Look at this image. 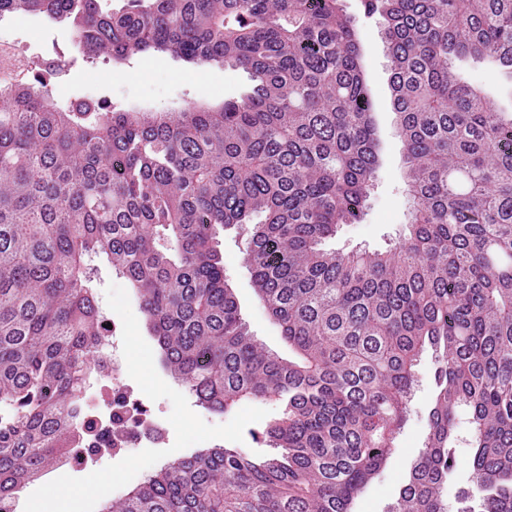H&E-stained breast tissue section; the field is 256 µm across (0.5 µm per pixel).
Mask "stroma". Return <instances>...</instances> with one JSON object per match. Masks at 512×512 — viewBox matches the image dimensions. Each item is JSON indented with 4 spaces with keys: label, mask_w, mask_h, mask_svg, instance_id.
Returning <instances> with one entry per match:
<instances>
[{
    "label": "stroma",
    "mask_w": 512,
    "mask_h": 512,
    "mask_svg": "<svg viewBox=\"0 0 512 512\" xmlns=\"http://www.w3.org/2000/svg\"><path fill=\"white\" fill-rule=\"evenodd\" d=\"M344 5L356 17L362 38L363 67L375 102L381 139V165L362 222L340 226L326 246L346 252L359 246L384 251L403 238L408 211L402 145L392 121L390 62L377 19L364 16L360 0H344ZM9 32L19 51L29 56L47 55L56 46L63 50L68 67L51 87L62 106L79 96H94L106 98L120 109L175 110L197 100L237 98L251 85L248 74L241 69L187 67L167 55L154 56L149 63L136 57L119 66L101 57L92 60L82 55L68 30L41 17H14ZM454 70L483 86L502 109L512 108V85L502 77L490 79L481 60L468 57L455 61ZM220 240L224 272L251 333L267 348L287 354L278 326L268 317L252 286L244 260L245 237L232 229L224 232ZM95 265L97 304L104 316L116 319L122 327V339L114 355L125 367L126 381L134 396L144 400L149 416L166 423L168 435L158 446L146 444L116 455L99 456L94 470L70 472L59 468L48 472L21 493L20 512H98L97 482L101 478L129 485L165 461L213 444L265 453L266 445L256 440L255 434L279 411L277 403L269 399H244L224 414L199 407L186 388L162 367L129 281L106 260H96ZM417 370L419 381L411 397L407 422L388 464L359 498L356 512H387L424 446L435 391L431 352L422 354ZM60 479L68 486L69 495L53 494L52 488Z\"/></svg>",
    "instance_id": "1"
}]
</instances>
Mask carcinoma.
Wrapping results in <instances>:
<instances>
[{"mask_svg": "<svg viewBox=\"0 0 512 512\" xmlns=\"http://www.w3.org/2000/svg\"><path fill=\"white\" fill-rule=\"evenodd\" d=\"M380 20L409 198L403 243L328 250L379 167L362 42L343 0H0L65 23L83 54L231 66L255 85L176 112L62 107L58 70L0 84V504L78 436L70 405L102 354L92 262L132 284L161 362L200 406L274 399V452L166 461L102 512H353L391 457L435 352L424 448L387 512H448L459 410L472 489L512 512V111L453 71L512 78V0H362ZM255 214L264 215L256 224ZM288 346L258 345L220 233Z\"/></svg>", "mask_w": 512, "mask_h": 512, "instance_id": "1", "label": "carcinoma"}]
</instances>
